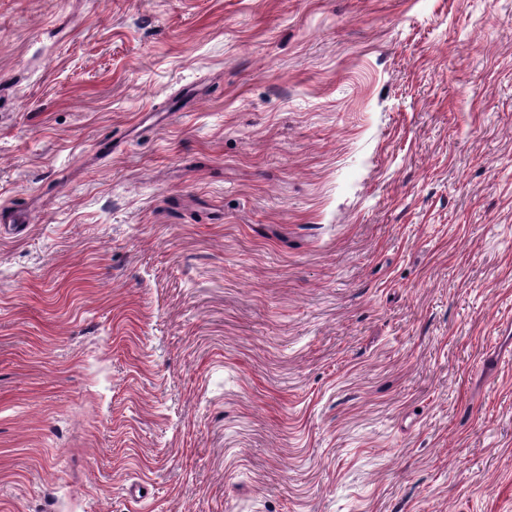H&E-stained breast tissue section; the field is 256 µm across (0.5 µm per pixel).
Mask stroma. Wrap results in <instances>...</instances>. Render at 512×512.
<instances>
[{
    "label": "stroma",
    "instance_id": "35a3bbf8",
    "mask_svg": "<svg viewBox=\"0 0 512 512\" xmlns=\"http://www.w3.org/2000/svg\"><path fill=\"white\" fill-rule=\"evenodd\" d=\"M0 211V512H512V0H0Z\"/></svg>",
    "mask_w": 512,
    "mask_h": 512
}]
</instances>
